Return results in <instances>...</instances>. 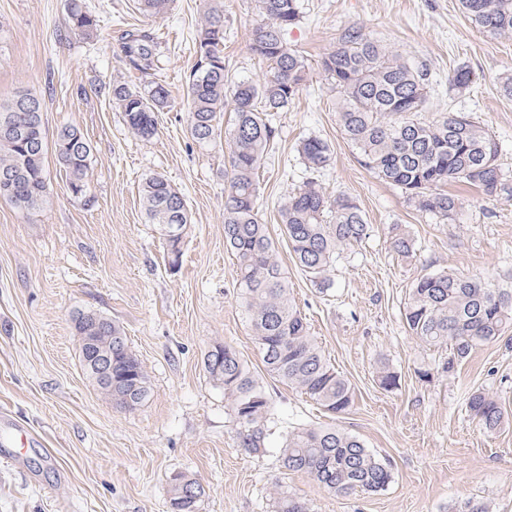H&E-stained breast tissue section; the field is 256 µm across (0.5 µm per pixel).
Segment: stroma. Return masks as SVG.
Returning <instances> with one entry per match:
<instances>
[{
	"instance_id": "obj_1",
	"label": "stroma",
	"mask_w": 512,
	"mask_h": 512,
	"mask_svg": "<svg viewBox=\"0 0 512 512\" xmlns=\"http://www.w3.org/2000/svg\"><path fill=\"white\" fill-rule=\"evenodd\" d=\"M84 2L100 19L90 38L66 27V0H0V101L32 91L43 100L47 136L74 125L92 145L86 198L71 194L50 153L43 207L0 199V512H167L177 472L204 485L200 512H273L278 492L309 512H461L467 502L512 512V425L487 434L466 405L480 389L512 414V326L445 374L447 348L421 341L404 319L414 280L428 272L512 286V198L452 183L447 190L461 202L453 219L417 209L358 163L320 67L343 29L359 27L426 67L431 111L472 113L500 140L512 170V97L500 91L512 73V37L481 30L458 0H300L302 19L284 39L310 70L288 110L273 117L277 137L258 172V208L311 335L353 391L351 407L332 415L264 366L238 306L237 261L224 247L229 147L220 138L200 148L188 126L192 38L214 3L224 8L230 80L262 81L267 67L249 49L262 20L256 0H168L151 22L137 0ZM143 22L160 43L150 78L129 70L120 51L122 31ZM460 66L476 74L462 95L448 86ZM153 78L167 85L170 105L146 140L124 122L112 86L141 89ZM308 137L331 146L323 189L352 197L370 226L362 244L333 260L324 292L294 263L278 213L308 177L298 153ZM153 175L189 210L174 268L140 202ZM398 230L414 239L413 256L391 249ZM89 311L123 328L147 373L149 395L134 409L113 405L82 367L72 318ZM224 343L271 404L257 453L239 447L231 403L204 369L205 352ZM383 367L397 375L396 388L380 386ZM326 425L390 460L385 490L339 495L281 468L291 430Z\"/></svg>"
}]
</instances>
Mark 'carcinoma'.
I'll return each mask as SVG.
<instances>
[{"label":"carcinoma","mask_w":512,"mask_h":512,"mask_svg":"<svg viewBox=\"0 0 512 512\" xmlns=\"http://www.w3.org/2000/svg\"><path fill=\"white\" fill-rule=\"evenodd\" d=\"M257 2L264 20L252 30L250 50L267 64L263 81L229 82L224 9L212 7L193 42L195 63L186 83L190 135L202 147L221 136L224 99L231 98L234 120L227 133L229 160L224 168V244L238 262L240 307L268 372L326 411L342 413L353 402L351 387L326 359L292 301L287 273L257 207L258 169L276 137L269 116L288 108L307 75V60L284 40V31L300 22L301 5L299 0ZM460 7L484 31L512 36V0H460ZM67 25L90 37L97 19L82 0H70ZM120 48L128 69L149 75L157 67L159 42L152 29L125 30ZM322 68L336 91L339 126L361 166L400 188L420 210L450 219L459 207L458 198L442 190L450 182L474 186L490 198L512 195L496 136L467 112L429 111L428 70L354 26L345 29L336 47L323 57ZM474 83L472 70L465 66L448 78L450 89L458 93ZM112 101L127 126L150 139L157 134L156 113L169 106L170 91L156 81L144 91L117 83L112 85ZM20 120L29 127L28 136L0 137V173L10 177V187L0 189V199L31 210L43 203L47 191L43 103L37 94L22 90L0 103V128ZM298 152L310 178L283 199L279 217L297 265L311 281L323 284L336 254L367 238L370 226L351 197H329L315 177L331 158L330 145L308 137ZM91 153V143L79 128L67 125L57 131L56 162L77 197L87 192ZM140 198L148 221L165 241L170 265H178L189 223L184 197L166 179L150 176L142 183ZM391 247L403 257L414 253V241L404 232L391 237ZM405 321L422 341L449 349L441 366L448 373L477 346L501 337L512 322V288L453 271L424 274L409 291ZM204 367L231 401L239 446L258 450L270 415L266 392L229 345L212 346L205 353ZM148 393L147 375L130 351L125 332L112 324V403L133 409ZM467 408L487 433H497L509 422L501 404L479 389L468 396ZM281 460L286 470L305 472L337 494L379 492L392 479L387 459L334 427L292 431ZM205 494L197 478L179 473L171 479L168 502L178 512H199ZM275 507V512H308L305 502L283 494Z\"/></svg>","instance_id":"carcinoma-1"}]
</instances>
